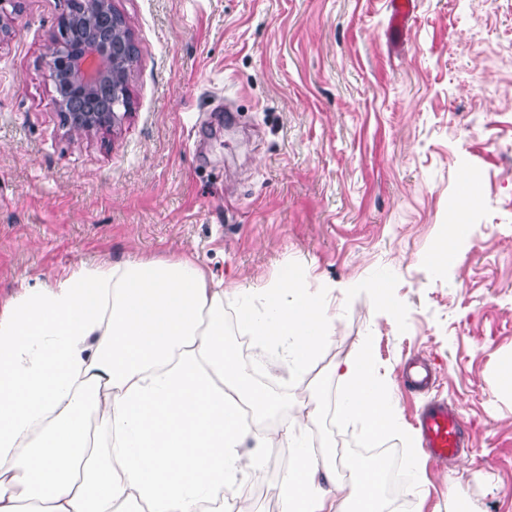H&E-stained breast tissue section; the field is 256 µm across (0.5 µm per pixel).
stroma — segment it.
<instances>
[{
  "instance_id": "stroma-1",
  "label": "stroma",
  "mask_w": 512,
  "mask_h": 512,
  "mask_svg": "<svg viewBox=\"0 0 512 512\" xmlns=\"http://www.w3.org/2000/svg\"><path fill=\"white\" fill-rule=\"evenodd\" d=\"M138 50L121 124L75 134L55 105L43 44L65 0H18L0 33V306L20 284L135 254L190 255L225 285L298 279L328 301L335 331L314 447L399 464L404 512H512V0H416L400 41L389 0H112ZM477 174L469 232L429 265L461 185ZM369 344L393 384L398 426L379 437L337 412L326 364ZM436 380L404 385L408 359ZM296 427L306 386L249 347ZM461 408L471 442L427 458L423 404ZM281 512L287 444L261 451ZM418 458L411 471L410 458Z\"/></svg>"
}]
</instances>
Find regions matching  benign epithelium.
Listing matches in <instances>:
<instances>
[{"mask_svg": "<svg viewBox=\"0 0 512 512\" xmlns=\"http://www.w3.org/2000/svg\"><path fill=\"white\" fill-rule=\"evenodd\" d=\"M98 13L109 17L99 21L84 37H71L83 20L65 12L57 31L44 46L49 80L63 89L57 99L65 123L74 132L109 129L120 124L130 105L127 83L114 79L113 70L129 73L137 63V50L131 32L115 36V27L124 19L112 9L111 0H94Z\"/></svg>", "mask_w": 512, "mask_h": 512, "instance_id": "benign-epithelium-1", "label": "benign epithelium"}]
</instances>
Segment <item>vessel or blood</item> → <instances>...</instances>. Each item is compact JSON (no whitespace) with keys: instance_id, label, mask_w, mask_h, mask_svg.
<instances>
[{"instance_id":"b4317fda","label":"vessel or blood","mask_w":512,"mask_h":512,"mask_svg":"<svg viewBox=\"0 0 512 512\" xmlns=\"http://www.w3.org/2000/svg\"><path fill=\"white\" fill-rule=\"evenodd\" d=\"M414 9L415 0H390L391 27L402 29L412 17ZM416 426L430 459H448L468 444L461 410L448 408L447 405L433 404L424 409L416 418Z\"/></svg>"}]
</instances>
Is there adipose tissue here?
<instances>
[{"instance_id":"adipose-tissue-1","label":"adipose tissue","mask_w":512,"mask_h":512,"mask_svg":"<svg viewBox=\"0 0 512 512\" xmlns=\"http://www.w3.org/2000/svg\"><path fill=\"white\" fill-rule=\"evenodd\" d=\"M252 343L306 370L332 338L330 308L281 279L256 309L253 289L225 288L196 258L84 264L23 287L0 309V512H224V494L250 496L239 449L287 440L294 463L282 512H391L377 493L381 463L306 445L320 384L299 404L298 432L253 430L279 402L240 371L224 343V298ZM348 390L337 404L373 434L397 415L393 386L370 373L367 351L332 362Z\"/></svg>"}]
</instances>
